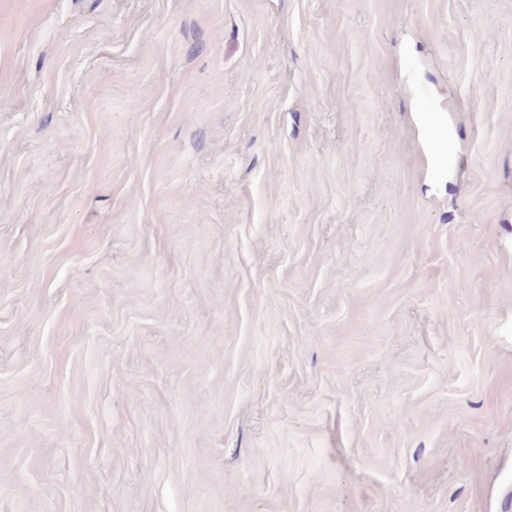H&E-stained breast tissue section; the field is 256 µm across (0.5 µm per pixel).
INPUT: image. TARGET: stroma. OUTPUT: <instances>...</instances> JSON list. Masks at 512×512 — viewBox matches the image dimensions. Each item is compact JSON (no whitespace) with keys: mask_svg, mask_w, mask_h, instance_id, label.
<instances>
[{"mask_svg":"<svg viewBox=\"0 0 512 512\" xmlns=\"http://www.w3.org/2000/svg\"><path fill=\"white\" fill-rule=\"evenodd\" d=\"M0 512H512V0H0Z\"/></svg>","mask_w":512,"mask_h":512,"instance_id":"stroma-1","label":"stroma"}]
</instances>
